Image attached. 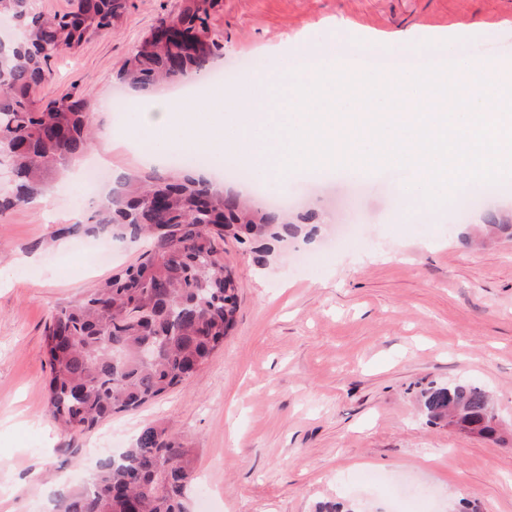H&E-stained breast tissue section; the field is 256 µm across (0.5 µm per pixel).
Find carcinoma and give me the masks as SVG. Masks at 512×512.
Returning <instances> with one entry per match:
<instances>
[{"label": "carcinoma", "instance_id": "1", "mask_svg": "<svg viewBox=\"0 0 512 512\" xmlns=\"http://www.w3.org/2000/svg\"><path fill=\"white\" fill-rule=\"evenodd\" d=\"M128 0H78L63 15L35 11V0H0V18L17 32L0 39V157L15 176L0 214L46 190V175L92 145L93 115L82 95L46 104L32 97L49 79V61L97 31H110ZM208 9L185 0L158 27L177 39H144L118 79L149 92L210 71L221 45L209 35ZM284 242L302 227L279 209H258L182 170L166 178L133 176L90 216L84 233L141 241L136 263L113 273L76 302L60 306L44 331L50 366L46 415L65 434L83 435L118 413L133 412L203 369L236 323L238 283L224 263V236ZM431 424L477 425L497 434L490 393L477 384H431L420 394ZM188 451L165 431L143 428L130 448L96 463L86 484L62 490L55 512H186L192 480Z\"/></svg>", "mask_w": 512, "mask_h": 512}]
</instances>
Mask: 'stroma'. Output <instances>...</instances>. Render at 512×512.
Instances as JSON below:
<instances>
[{"label": "stroma", "mask_w": 512, "mask_h": 512, "mask_svg": "<svg viewBox=\"0 0 512 512\" xmlns=\"http://www.w3.org/2000/svg\"><path fill=\"white\" fill-rule=\"evenodd\" d=\"M183 0H129L111 31L89 35L50 62L37 92L102 102L98 130L128 123L105 110L116 74L161 18ZM223 44L215 70L242 89L260 61L282 66L285 39L336 35L342 51L367 43L443 38L512 58V0H211ZM399 168L347 180L288 179L290 218L314 212V234L273 244L264 263L224 240L240 284L237 323L209 363L162 399L104 421L112 450L146 426L187 448L196 479L190 512H512V434L479 439L427 424L419 397L430 382H475L512 431V240L482 237L489 214L512 220V192L474 182L471 207L424 206L395 223ZM51 193L0 215V505L51 512L60 490L88 480L93 434L72 439L46 416L50 367L43 331L52 311L134 264L138 245L55 239L92 209L46 177ZM54 239L52 248L39 241Z\"/></svg>", "instance_id": "1"}]
</instances>
